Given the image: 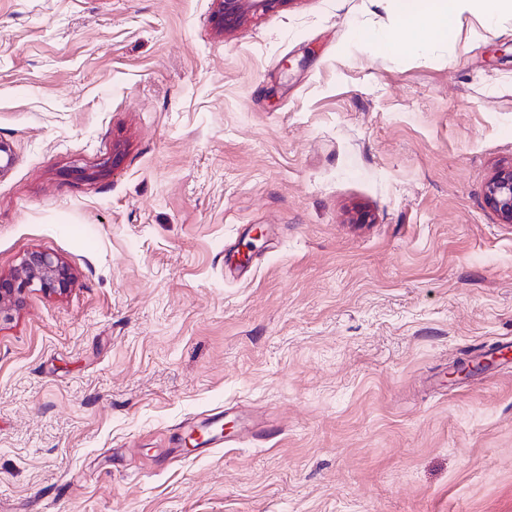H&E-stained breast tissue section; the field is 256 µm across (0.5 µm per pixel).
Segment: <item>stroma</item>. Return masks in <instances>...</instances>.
<instances>
[{
	"mask_svg": "<svg viewBox=\"0 0 512 512\" xmlns=\"http://www.w3.org/2000/svg\"><path fill=\"white\" fill-rule=\"evenodd\" d=\"M432 5L0 0V274H74L0 323V512H512V18L369 39ZM214 22L221 31H229L247 20H255L290 4L292 0H214ZM484 201L502 223H512V163L493 173L485 186Z\"/></svg>",
	"mask_w": 512,
	"mask_h": 512,
	"instance_id": "1",
	"label": "stroma"
}]
</instances>
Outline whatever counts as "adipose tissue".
<instances>
[{
    "mask_svg": "<svg viewBox=\"0 0 512 512\" xmlns=\"http://www.w3.org/2000/svg\"><path fill=\"white\" fill-rule=\"evenodd\" d=\"M480 16L487 29H494L500 19L512 16V0H446L437 12H410L398 28L377 33L387 52L398 54L411 47L426 48L451 38L463 12Z\"/></svg>",
    "mask_w": 512,
    "mask_h": 512,
    "instance_id": "ef3b65f1",
    "label": "adipose tissue"
}]
</instances>
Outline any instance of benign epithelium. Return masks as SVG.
I'll return each mask as SVG.
<instances>
[{"label": "benign epithelium", "instance_id": "obj_1", "mask_svg": "<svg viewBox=\"0 0 512 512\" xmlns=\"http://www.w3.org/2000/svg\"><path fill=\"white\" fill-rule=\"evenodd\" d=\"M214 22L226 32L247 20H255L283 8L293 0H214ZM486 205L504 224L512 223V164L501 166L488 180L484 190ZM74 276L56 254L43 250L26 253L15 271L0 276V322L11 319L33 291L45 295L66 293Z\"/></svg>", "mask_w": 512, "mask_h": 512}]
</instances>
